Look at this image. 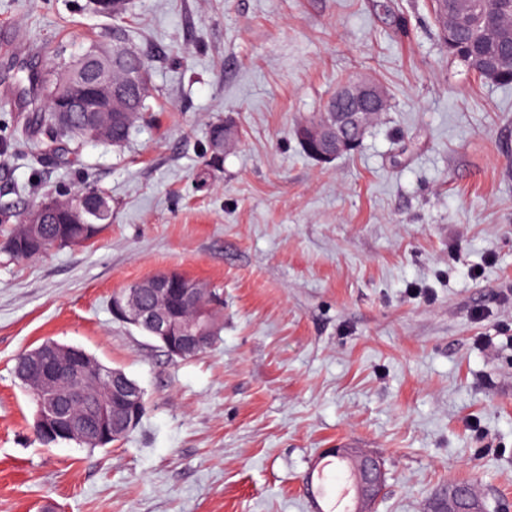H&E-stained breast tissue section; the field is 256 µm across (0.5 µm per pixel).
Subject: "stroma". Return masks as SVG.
<instances>
[{"label": "stroma", "mask_w": 512, "mask_h": 512, "mask_svg": "<svg viewBox=\"0 0 512 512\" xmlns=\"http://www.w3.org/2000/svg\"><path fill=\"white\" fill-rule=\"evenodd\" d=\"M0 0V213L96 185L92 243L0 249V512H311L306 478L348 443L380 457L376 512H434L469 482L512 512V86L449 56L427 0ZM126 31L152 74L121 147L35 157L28 77ZM30 46L24 62L5 35ZM389 107L321 163L296 127L338 85ZM232 122L222 159L211 126ZM174 270L223 290L213 346L169 357L113 295ZM85 349L144 390L112 447L43 443L16 357Z\"/></svg>", "instance_id": "stroma-1"}]
</instances>
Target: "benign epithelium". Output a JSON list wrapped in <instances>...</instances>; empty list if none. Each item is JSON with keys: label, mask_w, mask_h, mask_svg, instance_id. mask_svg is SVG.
<instances>
[{"label": "benign epithelium", "mask_w": 512, "mask_h": 512, "mask_svg": "<svg viewBox=\"0 0 512 512\" xmlns=\"http://www.w3.org/2000/svg\"><path fill=\"white\" fill-rule=\"evenodd\" d=\"M457 22L456 15L441 11L440 32L450 44L456 37ZM511 36L512 9L495 12L487 22L485 37L500 41ZM121 54L117 32L114 47H92L72 74L68 94L55 102V112L63 122H70L73 112L83 114L84 129L91 141L110 138L113 120L126 116L129 93L136 91L139 84V77L129 76L124 89H114L112 73ZM337 97L346 106L324 112L314 124L299 129L306 147L324 162L353 150L357 146L355 135L371 127L388 104L386 92L368 81L346 85ZM103 206L100 195L74 192L29 209L25 223L36 229L51 212L59 210L68 224H91ZM176 296L198 305L216 302L211 289L190 278L183 279L178 272L167 271L152 274L140 280V287L113 296L112 312L149 334L170 357L187 359L213 342L217 325L209 307L195 316L175 314ZM29 360L31 368L21 377V383L38 399L36 433L56 431L66 440L80 444L87 431L102 427L112 440L118 441L140 422L144 410L141 389L122 370L94 365L75 348L54 351L41 345L29 353ZM328 453L345 456L354 464L355 512H371L385 483L379 458L354 448H331Z\"/></svg>", "instance_id": "7a95c632"}]
</instances>
